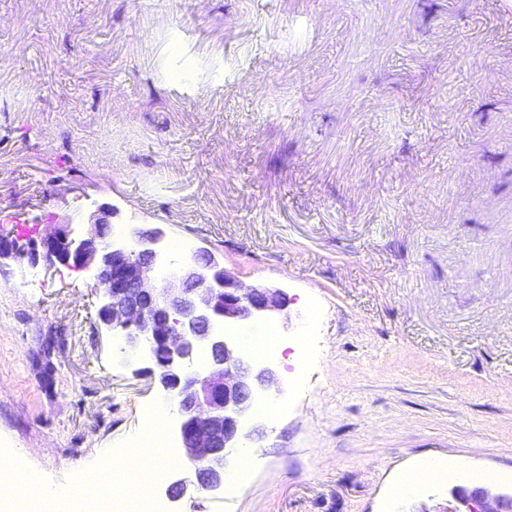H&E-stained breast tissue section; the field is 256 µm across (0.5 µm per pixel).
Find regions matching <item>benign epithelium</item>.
<instances>
[{
  "instance_id": "obj_1",
  "label": "benign epithelium",
  "mask_w": 512,
  "mask_h": 512,
  "mask_svg": "<svg viewBox=\"0 0 512 512\" xmlns=\"http://www.w3.org/2000/svg\"><path fill=\"white\" fill-rule=\"evenodd\" d=\"M111 224L112 209L103 206L83 237L59 227L28 251L0 232V257L96 270L100 321L131 352H162L157 388L178 399L182 450L195 467L169 486L168 497L218 490L229 455L266 433L254 410L271 398L274 377L272 363L248 355L233 330L277 319L288 296L280 289L241 288L207 250L172 258L159 225L131 224L110 238L105 229ZM470 500L477 504L470 512H512V498L488 488Z\"/></svg>"
}]
</instances>
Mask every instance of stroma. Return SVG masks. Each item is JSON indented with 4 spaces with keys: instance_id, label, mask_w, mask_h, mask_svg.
I'll return each mask as SVG.
<instances>
[{
    "instance_id": "35a3bbf8",
    "label": "stroma",
    "mask_w": 512,
    "mask_h": 512,
    "mask_svg": "<svg viewBox=\"0 0 512 512\" xmlns=\"http://www.w3.org/2000/svg\"><path fill=\"white\" fill-rule=\"evenodd\" d=\"M164 225L291 298L303 377L232 496L168 512H469L512 495V0H0V226ZM95 272L0 260V454L28 512L180 416ZM433 462L447 481L395 494ZM473 501L478 505V508L469 507L472 512H509L512 509V498H505L501 495L492 493L488 488H481L470 495L468 505ZM494 503L497 508L491 506Z\"/></svg>"
}]
</instances>
